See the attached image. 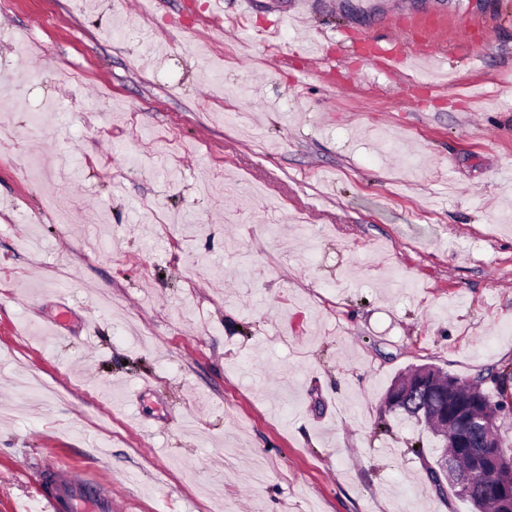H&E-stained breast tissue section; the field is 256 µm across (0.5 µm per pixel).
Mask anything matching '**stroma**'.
<instances>
[{
  "mask_svg": "<svg viewBox=\"0 0 512 512\" xmlns=\"http://www.w3.org/2000/svg\"><path fill=\"white\" fill-rule=\"evenodd\" d=\"M209 3L0 7V512H471L384 397L512 368V0ZM376 43L384 42L386 45L381 46L376 44L375 46L378 49V52L372 53L369 55V58L373 61L372 64L375 66L382 68V69H389L391 68V63L394 58H398L403 54V50L401 53H396L394 48L395 46V39H391L389 37L387 38H377ZM42 512H112V485L60 461L44 470Z\"/></svg>",
  "mask_w": 512,
  "mask_h": 512,
  "instance_id": "1",
  "label": "stroma"
}]
</instances>
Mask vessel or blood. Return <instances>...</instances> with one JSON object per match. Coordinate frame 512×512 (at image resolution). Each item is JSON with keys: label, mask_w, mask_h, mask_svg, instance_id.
Listing matches in <instances>:
<instances>
[{"label": "vessel or blood", "mask_w": 512, "mask_h": 512, "mask_svg": "<svg viewBox=\"0 0 512 512\" xmlns=\"http://www.w3.org/2000/svg\"><path fill=\"white\" fill-rule=\"evenodd\" d=\"M42 512H112V487L66 462L45 470Z\"/></svg>", "instance_id": "1"}]
</instances>
